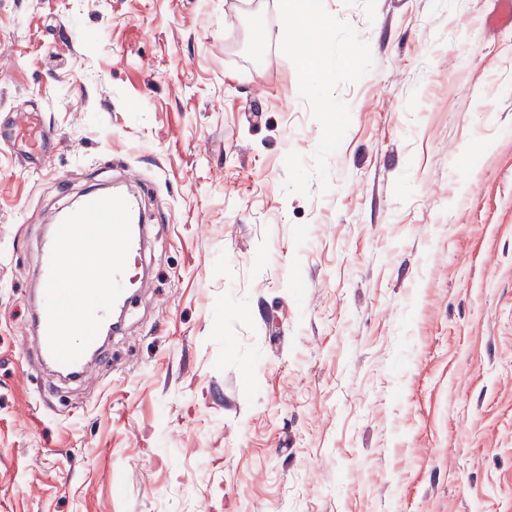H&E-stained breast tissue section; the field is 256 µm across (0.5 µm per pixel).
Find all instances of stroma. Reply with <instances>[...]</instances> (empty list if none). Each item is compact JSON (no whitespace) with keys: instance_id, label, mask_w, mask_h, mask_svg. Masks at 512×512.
<instances>
[{"instance_id":"obj_1","label":"stroma","mask_w":512,"mask_h":512,"mask_svg":"<svg viewBox=\"0 0 512 512\" xmlns=\"http://www.w3.org/2000/svg\"><path fill=\"white\" fill-rule=\"evenodd\" d=\"M370 45L325 194L276 0H0V512H512V27L325 0ZM128 188L150 286L85 380L38 359L55 212ZM9 140L21 143L27 150H22L20 155L28 165H36L38 160L53 152L57 143V136L50 127L37 122L31 113H20L11 122ZM36 136L37 142L30 146V137Z\"/></svg>"}]
</instances>
